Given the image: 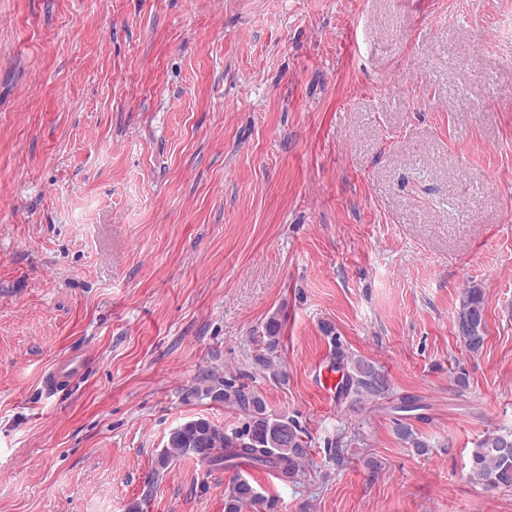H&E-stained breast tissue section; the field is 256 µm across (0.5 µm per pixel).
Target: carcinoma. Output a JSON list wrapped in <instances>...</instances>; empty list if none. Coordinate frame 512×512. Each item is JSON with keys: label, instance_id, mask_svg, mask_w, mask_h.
Listing matches in <instances>:
<instances>
[{"label": "carcinoma", "instance_id": "carcinoma-1", "mask_svg": "<svg viewBox=\"0 0 512 512\" xmlns=\"http://www.w3.org/2000/svg\"><path fill=\"white\" fill-rule=\"evenodd\" d=\"M456 330L471 353L481 350L485 341V297L473 286L464 292L457 313ZM281 322L272 316L265 324V349L274 353L280 343ZM336 368L343 372L340 394L353 406L380 398L389 390L387 375L371 362L347 353L336 352ZM205 395L222 400L243 413L242 425L224 431L205 419L188 421L169 434L158 459L160 468L173 460L193 455L210 467L233 468L244 462L255 469H277L285 482H296L309 456V444L298 423L285 416H274L257 393L233 379H224L205 388ZM468 479L487 489L512 486V434L490 432L472 450ZM257 494L245 480L229 490L227 512H241Z\"/></svg>", "mask_w": 512, "mask_h": 512}]
</instances>
